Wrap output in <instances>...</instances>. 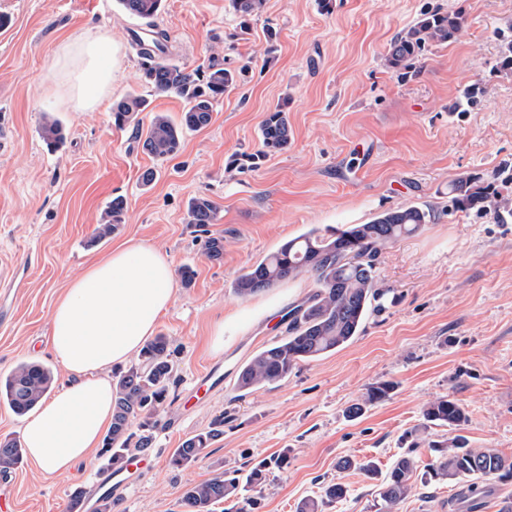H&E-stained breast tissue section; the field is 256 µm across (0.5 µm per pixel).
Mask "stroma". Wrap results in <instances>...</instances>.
<instances>
[{
  "mask_svg": "<svg viewBox=\"0 0 512 512\" xmlns=\"http://www.w3.org/2000/svg\"><path fill=\"white\" fill-rule=\"evenodd\" d=\"M436 9L461 13L462 31L399 76L386 63L391 41ZM0 15L9 20L0 29V372L37 360L62 381L49 350L50 311L69 281L112 248L143 243L168 254L173 268L196 272L191 287L175 283L156 328L174 352V399L153 432L150 466L119 491L114 512H182L190 485L258 465L264 481L240 485L215 512H239L253 497L258 512H297L330 482L346 495L323 512H378L379 485L398 458L411 455L426 470L430 442L454 437L424 417L446 396L465 410L470 447L512 459V223L454 210L448 197L456 178L512 163V75L496 69L497 31L512 21V0H264L246 27L230 0H162L154 22L168 34L172 62L203 73L245 70L216 102L210 126L185 132L167 160L143 153L138 131L158 114L179 120L186 103L140 80L132 35L145 20L119 0H0ZM88 31L110 32L120 63L107 102L79 111L54 83L52 65L61 42ZM474 83L483 89L479 105L452 111ZM131 94L146 107L116 128L112 104ZM278 106L291 139L265 156L261 124ZM50 118L63 132L55 147L42 137ZM255 153L257 164H239ZM116 197L123 222L97 238ZM195 197L216 205L218 223H189ZM410 206L431 209L432 220L382 251L376 285L385 301L358 336L240 395L241 366L286 335L289 310L315 290L302 275L242 298L234 283L244 268L309 229L366 224ZM211 235L224 238L221 260L205 253ZM210 363L220 365L223 384L190 400ZM382 381L394 383L390 397L349 417V406ZM218 417L224 432L205 455L173 469L176 448ZM283 453L287 465L276 466ZM342 457L350 468L337 469ZM104 463L97 455L54 478L24 459L0 475L1 512H66L74 488L95 496Z\"/></svg>",
  "mask_w": 512,
  "mask_h": 512,
  "instance_id": "stroma-1",
  "label": "stroma"
}]
</instances>
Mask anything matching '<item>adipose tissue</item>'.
<instances>
[{
    "label": "adipose tissue",
    "mask_w": 512,
    "mask_h": 512,
    "mask_svg": "<svg viewBox=\"0 0 512 512\" xmlns=\"http://www.w3.org/2000/svg\"><path fill=\"white\" fill-rule=\"evenodd\" d=\"M117 44L104 32H88L60 50L73 66L65 93L88 110L112 88ZM171 261L141 243L114 248L72 279L50 319L52 350L65 379L57 394L32 414L22 431L32 461L48 475L63 476L101 448L112 420V368L138 354L172 303Z\"/></svg>",
    "instance_id": "ef3b65f1"
}]
</instances>
